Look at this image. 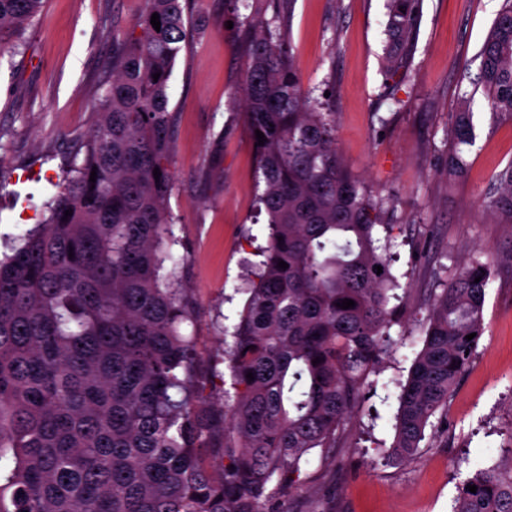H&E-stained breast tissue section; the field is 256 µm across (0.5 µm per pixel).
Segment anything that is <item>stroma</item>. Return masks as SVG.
<instances>
[{"instance_id":"obj_1","label":"stroma","mask_w":512,"mask_h":512,"mask_svg":"<svg viewBox=\"0 0 512 512\" xmlns=\"http://www.w3.org/2000/svg\"><path fill=\"white\" fill-rule=\"evenodd\" d=\"M503 0H422L410 72L389 79L387 0H270L264 14L290 51L302 87L333 113L336 147L383 203L406 312L394 348L371 374L335 449H313L290 498L294 512H452L467 466L512 445V219L483 210L512 164V120L492 119L478 83L480 48ZM145 0H44L0 44V237L42 223L48 191L81 163L101 117L116 40ZM186 38L168 82L174 115L170 211L186 257L179 287L196 303L187 324L200 357V395L217 404L230 371L224 326L267 242L255 219L262 191L244 121L245 31L233 0H189ZM475 140L461 146L464 178L447 175L448 130L461 102ZM491 262L485 332L447 407L410 462L371 466L395 437L397 396L424 339L435 293L472 259Z\"/></svg>"}]
</instances>
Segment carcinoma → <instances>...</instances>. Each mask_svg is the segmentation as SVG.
<instances>
[{
    "instance_id": "cac0c4a2",
    "label": "carcinoma",
    "mask_w": 512,
    "mask_h": 512,
    "mask_svg": "<svg viewBox=\"0 0 512 512\" xmlns=\"http://www.w3.org/2000/svg\"><path fill=\"white\" fill-rule=\"evenodd\" d=\"M420 2L390 0L391 76L410 67ZM236 3L246 10L241 26L258 31L242 100L253 142L257 130L266 138L255 161L269 235L224 344L233 401L216 408L199 397L196 342L182 328L194 307L174 287L183 260L169 213L167 84L186 36L184 7L146 0L140 33L114 48L82 163L44 202L47 222L0 258V459L12 457L0 465V512H289L307 455L336 447L393 349L405 296L378 232L387 228L380 203L338 154L333 113L316 111L302 90L280 33L263 20L266 0ZM42 4L0 0V42ZM479 56L490 112L512 118V0ZM473 138L462 108L450 176H464L458 147ZM497 182L484 208L512 216V166ZM491 277V264L474 260L435 295L400 385L393 460L416 456L471 363ZM344 299L354 307H338ZM453 512H512V447L469 470Z\"/></svg>"
}]
</instances>
